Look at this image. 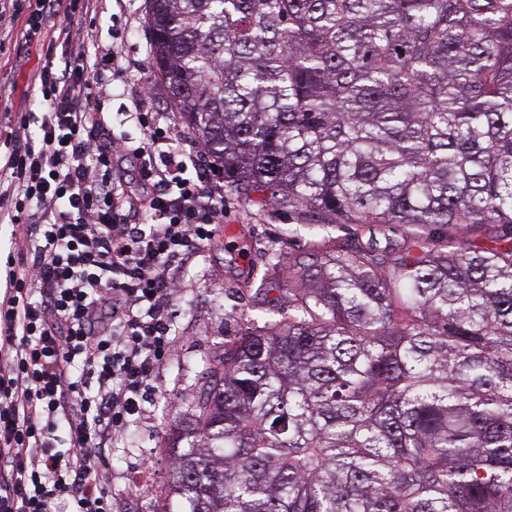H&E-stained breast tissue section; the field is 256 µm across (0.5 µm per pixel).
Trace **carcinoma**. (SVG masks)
Instances as JSON below:
<instances>
[{
	"mask_svg": "<svg viewBox=\"0 0 512 512\" xmlns=\"http://www.w3.org/2000/svg\"><path fill=\"white\" fill-rule=\"evenodd\" d=\"M151 62L224 178L325 251L203 359L163 512H512V0H146Z\"/></svg>",
	"mask_w": 512,
	"mask_h": 512,
	"instance_id": "obj_1",
	"label": "carcinoma"
}]
</instances>
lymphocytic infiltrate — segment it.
<instances>
[{
  "label": "lymphocytic infiltrate",
  "instance_id": "obj_1",
  "mask_svg": "<svg viewBox=\"0 0 512 512\" xmlns=\"http://www.w3.org/2000/svg\"><path fill=\"white\" fill-rule=\"evenodd\" d=\"M106 2L0 0L13 66L35 47L47 57L30 75L38 106L9 114L0 160V221L25 254L0 295V512H112L104 461L169 349L176 273L224 221L223 172L203 148L184 154L188 133L145 112L136 142L105 124L93 87L100 62L122 71L123 34L91 28L80 45L73 27Z\"/></svg>",
  "mask_w": 512,
  "mask_h": 512
}]
</instances>
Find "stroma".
Returning <instances> with one entry per match:
<instances>
[{
	"mask_svg": "<svg viewBox=\"0 0 512 512\" xmlns=\"http://www.w3.org/2000/svg\"><path fill=\"white\" fill-rule=\"evenodd\" d=\"M125 30L119 48L124 70L103 97V111L115 132L138 140L133 112H160L173 121L172 108L157 90L148 54L145 0H110L95 20L97 28ZM439 248L448 242L446 229L394 224H320L314 216L263 202L261 194L240 185H224V222L193 265L178 275L181 290L173 313V336L152 379L157 393L131 423L104 469L106 485L118 512H162L169 480L167 438L185 416L190 384L202 360L225 336L246 320L264 322L270 297L257 291L262 276L284 288L293 263L321 249L347 250L373 245L379 250L406 249L413 237Z\"/></svg>",
	"mask_w": 512,
	"mask_h": 512,
	"instance_id": "35a3bbf8",
	"label": "stroma"
}]
</instances>
